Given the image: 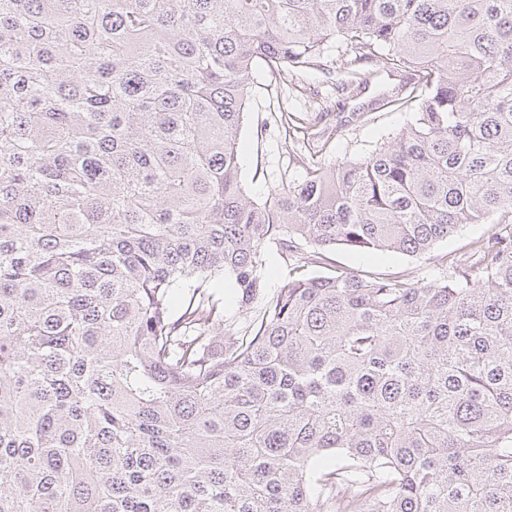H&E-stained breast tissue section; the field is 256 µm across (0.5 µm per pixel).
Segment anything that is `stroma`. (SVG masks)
Instances as JSON below:
<instances>
[{
	"instance_id": "35a3bbf8",
	"label": "stroma",
	"mask_w": 512,
	"mask_h": 512,
	"mask_svg": "<svg viewBox=\"0 0 512 512\" xmlns=\"http://www.w3.org/2000/svg\"><path fill=\"white\" fill-rule=\"evenodd\" d=\"M344 60V53L332 50L312 68L293 70L284 76L262 65L254 69L240 133L241 180L253 199L265 200L282 184L302 178L317 148L316 140L304 138L302 133L286 136L282 114H293L304 126L326 123L332 132V148L322 155L321 162L328 166L367 156L389 134L412 121L409 108L388 101L389 96L400 92L402 77L347 88L343 85ZM494 230L491 224L465 225L421 257L388 252L361 255L339 249L331 253L330 259L359 271L416 280L445 267L449 259L466 257L473 239L490 235Z\"/></svg>"
}]
</instances>
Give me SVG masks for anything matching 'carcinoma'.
<instances>
[{
  "instance_id": "obj_1",
  "label": "carcinoma",
  "mask_w": 512,
  "mask_h": 512,
  "mask_svg": "<svg viewBox=\"0 0 512 512\" xmlns=\"http://www.w3.org/2000/svg\"><path fill=\"white\" fill-rule=\"evenodd\" d=\"M336 42L415 117L260 204L253 70ZM0 512H512V0H0ZM495 230V224H466L458 232L438 243L433 251L421 257H409L395 253L376 252L360 255L348 249H337L329 254L336 265L347 268L400 276L417 280L446 266V259L464 258L470 251V242L481 236L487 237ZM292 261L286 257L282 258L274 253L269 257L264 271V276L267 284V293L271 295L276 288H278L282 281L288 276V270ZM224 294L225 303V322L227 325L231 324V328L238 330H245L250 320L254 318L260 311V306L251 308L247 311L238 310L237 305V293L236 289L233 288V284L230 280L224 281V288L219 290Z\"/></svg>"
}]
</instances>
